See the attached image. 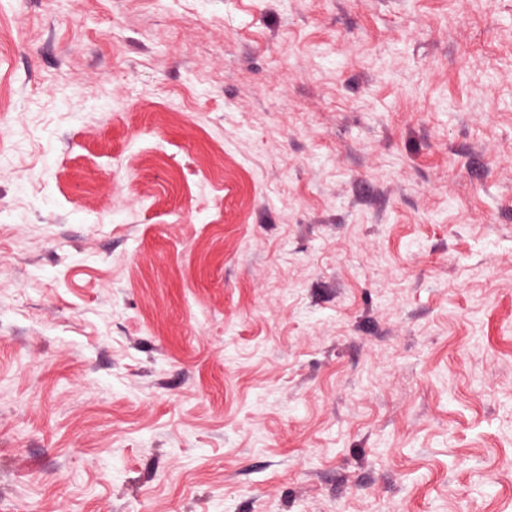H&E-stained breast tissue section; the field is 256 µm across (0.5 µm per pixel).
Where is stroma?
<instances>
[{"label": "stroma", "mask_w": 512, "mask_h": 512, "mask_svg": "<svg viewBox=\"0 0 512 512\" xmlns=\"http://www.w3.org/2000/svg\"><path fill=\"white\" fill-rule=\"evenodd\" d=\"M0 0V512H512V0Z\"/></svg>", "instance_id": "stroma-1"}]
</instances>
